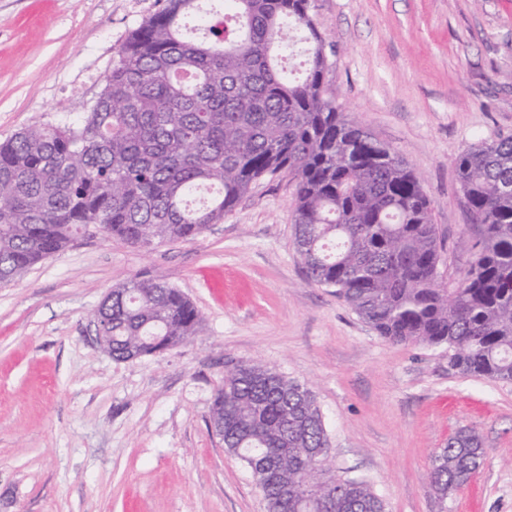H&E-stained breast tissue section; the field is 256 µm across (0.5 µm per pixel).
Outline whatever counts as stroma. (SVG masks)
Returning a JSON list of instances; mask_svg holds the SVG:
<instances>
[{
	"mask_svg": "<svg viewBox=\"0 0 512 512\" xmlns=\"http://www.w3.org/2000/svg\"><path fill=\"white\" fill-rule=\"evenodd\" d=\"M163 0H0V142L76 120L128 35ZM335 45L326 96L420 176L455 284L476 241L455 159L512 135V0H313ZM296 178L254 183L191 242L148 249L87 234L0 284V512H265L209 426L224 370L256 359L305 383L340 475L386 512H512V382L459 374L443 347L380 338L293 245ZM157 276L202 314L178 347L116 361L94 311ZM487 456L440 498L430 459L457 428Z\"/></svg>",
	"mask_w": 512,
	"mask_h": 512,
	"instance_id": "obj_1",
	"label": "stroma"
}]
</instances>
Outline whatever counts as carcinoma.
<instances>
[{
  "label": "carcinoma",
  "mask_w": 512,
  "mask_h": 512,
  "mask_svg": "<svg viewBox=\"0 0 512 512\" xmlns=\"http://www.w3.org/2000/svg\"><path fill=\"white\" fill-rule=\"evenodd\" d=\"M302 33L305 73L284 59ZM331 67L311 0H166L131 32L84 116L0 144V283L101 226L130 246L193 241L251 184L295 173L294 245L310 283L378 336L448 347L471 377L512 381V137L456 158L479 238L453 288L420 179L324 94ZM202 316L158 277L112 288V358L178 346ZM210 420L255 480L266 512H385L365 480L330 464L312 391L254 360L224 371ZM487 450L462 427L431 457L442 497L467 486Z\"/></svg>",
  "instance_id": "obj_1"
}]
</instances>
